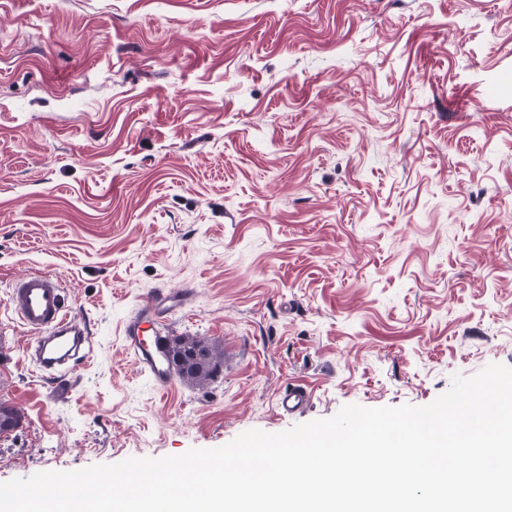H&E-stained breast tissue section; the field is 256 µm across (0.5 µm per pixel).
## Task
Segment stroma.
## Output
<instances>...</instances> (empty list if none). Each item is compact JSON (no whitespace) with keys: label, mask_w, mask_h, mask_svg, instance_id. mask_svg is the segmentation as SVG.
<instances>
[{"label":"stroma","mask_w":512,"mask_h":512,"mask_svg":"<svg viewBox=\"0 0 512 512\" xmlns=\"http://www.w3.org/2000/svg\"><path fill=\"white\" fill-rule=\"evenodd\" d=\"M59 277L72 395L7 304ZM228 355L159 394L122 324ZM512 366V0H0V482L423 406ZM307 386L284 416L278 393ZM194 292L192 286L177 291L156 289L123 324L125 349L133 355L138 369L147 374L160 391H167L173 384V371L162 349L168 337L160 327L182 311Z\"/></svg>","instance_id":"1"}]
</instances>
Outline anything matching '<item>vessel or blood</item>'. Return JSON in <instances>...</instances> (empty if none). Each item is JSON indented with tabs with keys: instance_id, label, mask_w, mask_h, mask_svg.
I'll list each match as a JSON object with an SVG mask.
<instances>
[{
	"instance_id": "obj_1",
	"label": "vessel or blood",
	"mask_w": 512,
	"mask_h": 512,
	"mask_svg": "<svg viewBox=\"0 0 512 512\" xmlns=\"http://www.w3.org/2000/svg\"><path fill=\"white\" fill-rule=\"evenodd\" d=\"M194 292L191 286L175 291L156 289L123 324L126 350L158 390H168L173 384V371L163 350L167 338L161 327L182 311ZM8 306L32 333L30 348L40 374L55 381L56 396H65L69 374L92 358L94 338L86 321L68 309L58 280L42 271L14 280ZM308 400L307 390L293 385L280 394L278 409L288 415L303 409Z\"/></svg>"
}]
</instances>
